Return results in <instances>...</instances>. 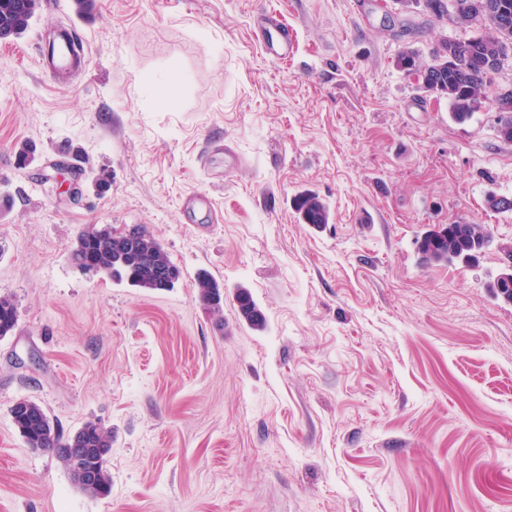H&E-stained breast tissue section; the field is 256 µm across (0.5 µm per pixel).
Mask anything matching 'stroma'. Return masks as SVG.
<instances>
[{
    "label": "stroma",
    "instance_id": "stroma-1",
    "mask_svg": "<svg viewBox=\"0 0 512 512\" xmlns=\"http://www.w3.org/2000/svg\"><path fill=\"white\" fill-rule=\"evenodd\" d=\"M293 26L288 59L254 34ZM381 0H39L0 41V512H512V304L489 290L512 241V142L482 103L456 121L395 61L431 59ZM74 26L84 66L48 81L39 41ZM176 89L158 97L169 79ZM29 147L28 160L18 151ZM324 199L329 224L293 201ZM205 195L211 209H186ZM490 225L478 260L415 241ZM147 227L181 277L143 291L73 267L86 227ZM224 285V320L195 281ZM247 289L266 316L238 320ZM112 433L94 498L27 448L9 409ZM293 204L303 223L313 224L314 226L329 224V206L319 196L312 193H304L298 196Z\"/></svg>",
    "mask_w": 512,
    "mask_h": 512
}]
</instances>
